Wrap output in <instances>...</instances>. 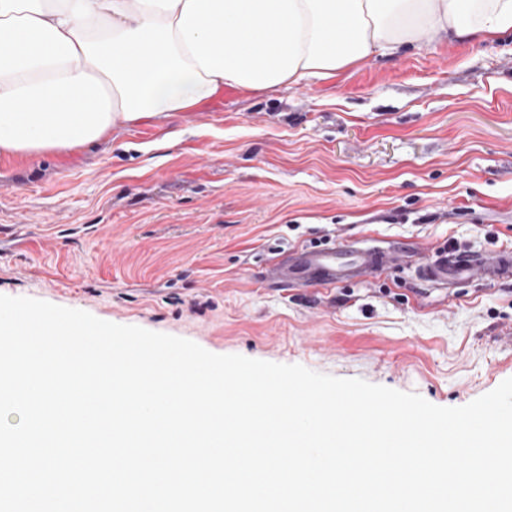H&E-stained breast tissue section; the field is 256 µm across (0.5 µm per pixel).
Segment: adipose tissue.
I'll return each instance as SVG.
<instances>
[{
    "instance_id": "1",
    "label": "adipose tissue",
    "mask_w": 512,
    "mask_h": 512,
    "mask_svg": "<svg viewBox=\"0 0 512 512\" xmlns=\"http://www.w3.org/2000/svg\"><path fill=\"white\" fill-rule=\"evenodd\" d=\"M508 32L512 0H0V155H68L117 121L290 88L422 35Z\"/></svg>"
}]
</instances>
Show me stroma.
Listing matches in <instances>:
<instances>
[{
    "label": "stroma",
    "instance_id": "stroma-1",
    "mask_svg": "<svg viewBox=\"0 0 512 512\" xmlns=\"http://www.w3.org/2000/svg\"><path fill=\"white\" fill-rule=\"evenodd\" d=\"M512 245V33L421 39L326 79L0 156V294L465 405L512 377V281L409 271L265 287L290 250Z\"/></svg>",
    "mask_w": 512,
    "mask_h": 512
}]
</instances>
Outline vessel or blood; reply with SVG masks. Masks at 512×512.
<instances>
[{"mask_svg":"<svg viewBox=\"0 0 512 512\" xmlns=\"http://www.w3.org/2000/svg\"><path fill=\"white\" fill-rule=\"evenodd\" d=\"M414 269L434 288L512 280V247L470 252L461 248L421 258L402 242L362 239L350 244L313 245L291 252L284 263L268 268L266 280L282 288H329L383 271Z\"/></svg>","mask_w":512,"mask_h":512,"instance_id":"b4317fda","label":"vessel or blood"}]
</instances>
